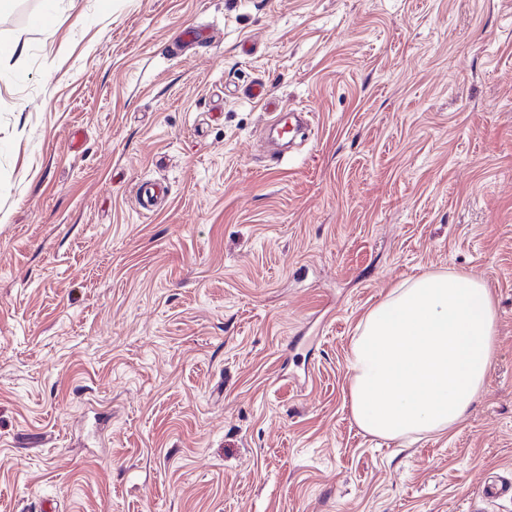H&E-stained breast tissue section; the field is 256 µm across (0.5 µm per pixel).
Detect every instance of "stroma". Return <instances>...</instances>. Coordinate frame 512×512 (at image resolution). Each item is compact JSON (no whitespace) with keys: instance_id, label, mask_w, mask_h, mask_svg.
<instances>
[{"instance_id":"35a3bbf8","label":"stroma","mask_w":512,"mask_h":512,"mask_svg":"<svg viewBox=\"0 0 512 512\" xmlns=\"http://www.w3.org/2000/svg\"><path fill=\"white\" fill-rule=\"evenodd\" d=\"M20 2L0 512H512V0ZM254 82L315 135L273 156ZM427 272L491 288L492 367L450 433L376 438L351 344Z\"/></svg>"}]
</instances>
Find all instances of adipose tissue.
Wrapping results in <instances>:
<instances>
[{"label": "adipose tissue", "mask_w": 512, "mask_h": 512, "mask_svg": "<svg viewBox=\"0 0 512 512\" xmlns=\"http://www.w3.org/2000/svg\"><path fill=\"white\" fill-rule=\"evenodd\" d=\"M495 335L483 281L426 273L393 288L352 343L348 396L359 428L387 440L450 431L484 386Z\"/></svg>", "instance_id": "1"}]
</instances>
